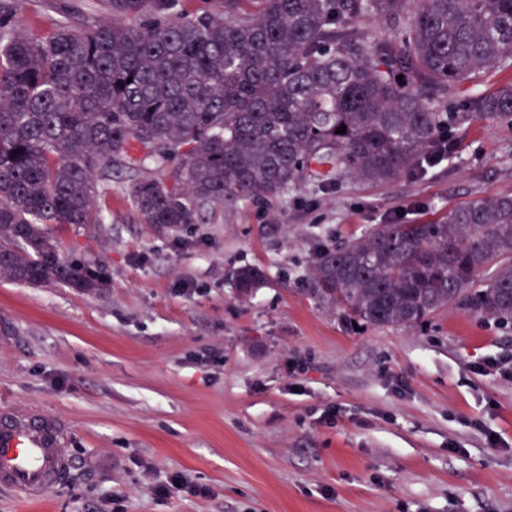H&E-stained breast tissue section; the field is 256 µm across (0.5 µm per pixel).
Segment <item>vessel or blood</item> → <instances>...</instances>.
<instances>
[{"label":"vessel or blood","instance_id":"obj_1","mask_svg":"<svg viewBox=\"0 0 512 512\" xmlns=\"http://www.w3.org/2000/svg\"><path fill=\"white\" fill-rule=\"evenodd\" d=\"M70 465L60 425L45 416L0 414V486L40 499Z\"/></svg>","mask_w":512,"mask_h":512}]
</instances>
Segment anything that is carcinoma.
<instances>
[{
    "mask_svg": "<svg viewBox=\"0 0 512 512\" xmlns=\"http://www.w3.org/2000/svg\"><path fill=\"white\" fill-rule=\"evenodd\" d=\"M178 2L97 0L98 18L68 0L47 37L0 3L1 280L108 287L44 229L101 222L98 174H129L141 223L174 230L315 167L322 185L398 179L448 128V92L512 61V0H212L192 16ZM473 108L512 122V84ZM261 279L234 273L242 296ZM310 291L370 326L452 305L512 323V196L323 246Z\"/></svg>",
    "mask_w": 512,
    "mask_h": 512,
    "instance_id": "1",
    "label": "carcinoma"
}]
</instances>
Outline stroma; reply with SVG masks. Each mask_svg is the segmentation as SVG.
<instances>
[{
    "label": "stroma",
    "mask_w": 512,
    "mask_h": 512,
    "mask_svg": "<svg viewBox=\"0 0 512 512\" xmlns=\"http://www.w3.org/2000/svg\"><path fill=\"white\" fill-rule=\"evenodd\" d=\"M15 2L29 34L55 30L57 0ZM509 82L498 64L451 92L448 160L392 182L171 230L139 221L126 176L98 181L102 223L47 230L108 287L0 279V409L62 423L71 457L42 506L0 487V512H112L116 493L122 512H512V328L454 305L358 331L307 284L320 246L512 195V124L473 110ZM245 265L263 278L243 298ZM176 475L201 494L157 495Z\"/></svg>",
    "instance_id": "1"
}]
</instances>
